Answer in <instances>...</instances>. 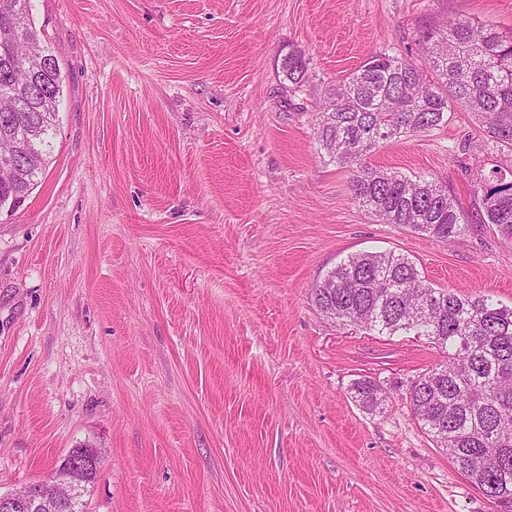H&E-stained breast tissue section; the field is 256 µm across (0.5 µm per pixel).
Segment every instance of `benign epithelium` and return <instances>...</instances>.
Segmentation results:
<instances>
[{
  "mask_svg": "<svg viewBox=\"0 0 512 512\" xmlns=\"http://www.w3.org/2000/svg\"><path fill=\"white\" fill-rule=\"evenodd\" d=\"M92 455L82 459L63 457L48 476L18 490L0 494V512H17L32 506L40 512H57L58 504L64 501L75 506L80 503L86 485V474L91 466L102 458L101 448L90 444Z\"/></svg>",
  "mask_w": 512,
  "mask_h": 512,
  "instance_id": "obj_1",
  "label": "benign epithelium"
}]
</instances>
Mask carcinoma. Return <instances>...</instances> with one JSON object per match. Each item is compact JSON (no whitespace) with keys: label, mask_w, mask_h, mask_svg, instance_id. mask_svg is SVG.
<instances>
[{"label":"carcinoma","mask_w":512,"mask_h":512,"mask_svg":"<svg viewBox=\"0 0 512 512\" xmlns=\"http://www.w3.org/2000/svg\"><path fill=\"white\" fill-rule=\"evenodd\" d=\"M422 40L434 80L411 59L379 52L321 89L315 113L320 150L347 169L353 200L381 224L444 243L466 235L473 223L491 224L512 244V179L498 170L474 186L468 217L448 185L367 162L380 145L437 127L456 107L474 114L493 142L512 148V34L458 15L426 27ZM33 55L52 52L36 34L30 0H0V93L25 96L34 82L50 88L32 112L19 111L15 100L0 111V139L21 138L31 148L23 170L0 181V206L11 210L49 163L62 93L60 66L36 72L25 65ZM309 64L299 49L282 56L286 91H307ZM311 299L340 326L388 336L412 331L444 354L411 382V412L471 483L512 512V307L487 295L434 288L412 259L392 251L348 256L311 287ZM350 391L370 412L386 402L383 386L370 378L353 382Z\"/></svg>","instance_id":"obj_1"}]
</instances>
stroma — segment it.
<instances>
[{"instance_id": "obj_1", "label": "stroma", "mask_w": 512, "mask_h": 512, "mask_svg": "<svg viewBox=\"0 0 512 512\" xmlns=\"http://www.w3.org/2000/svg\"><path fill=\"white\" fill-rule=\"evenodd\" d=\"M63 75L44 177L0 213V493L85 441L88 512H497L405 399L442 359L424 338L342 328L310 288L395 251L437 288L512 306V245L375 222L323 158L276 69L315 83L372 53L421 61L419 26L512 31V0H32ZM468 112L372 165L447 184L512 169ZM380 382L383 411L351 397ZM310 59L299 49H290L280 60L279 73L283 76L287 92L306 94L307 87L313 83L309 73ZM285 82H288L286 84Z\"/></svg>"}]
</instances>
